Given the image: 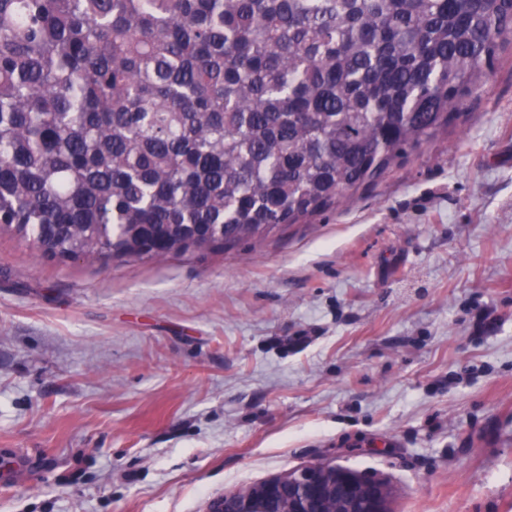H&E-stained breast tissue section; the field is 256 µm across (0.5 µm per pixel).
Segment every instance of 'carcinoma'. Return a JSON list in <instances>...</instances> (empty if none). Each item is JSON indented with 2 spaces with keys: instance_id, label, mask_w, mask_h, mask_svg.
<instances>
[{
  "instance_id": "obj_1",
  "label": "carcinoma",
  "mask_w": 512,
  "mask_h": 512,
  "mask_svg": "<svg viewBox=\"0 0 512 512\" xmlns=\"http://www.w3.org/2000/svg\"><path fill=\"white\" fill-rule=\"evenodd\" d=\"M508 49L512 0H0V233L264 240L447 131Z\"/></svg>"
}]
</instances>
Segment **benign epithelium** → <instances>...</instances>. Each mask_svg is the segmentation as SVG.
Returning a JSON list of instances; mask_svg holds the SVG:
<instances>
[{
	"mask_svg": "<svg viewBox=\"0 0 512 512\" xmlns=\"http://www.w3.org/2000/svg\"><path fill=\"white\" fill-rule=\"evenodd\" d=\"M390 503L385 481L319 463L215 497L207 512H392Z\"/></svg>",
	"mask_w": 512,
	"mask_h": 512,
	"instance_id": "obj_1",
	"label": "benign epithelium"
}]
</instances>
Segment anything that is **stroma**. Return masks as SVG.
Wrapping results in <instances>:
<instances>
[{"label": "stroma", "instance_id": "1", "mask_svg": "<svg viewBox=\"0 0 512 512\" xmlns=\"http://www.w3.org/2000/svg\"><path fill=\"white\" fill-rule=\"evenodd\" d=\"M0 512H206L319 463L512 512V54L376 186L262 242L59 262L0 235Z\"/></svg>", "mask_w": 512, "mask_h": 512}]
</instances>
